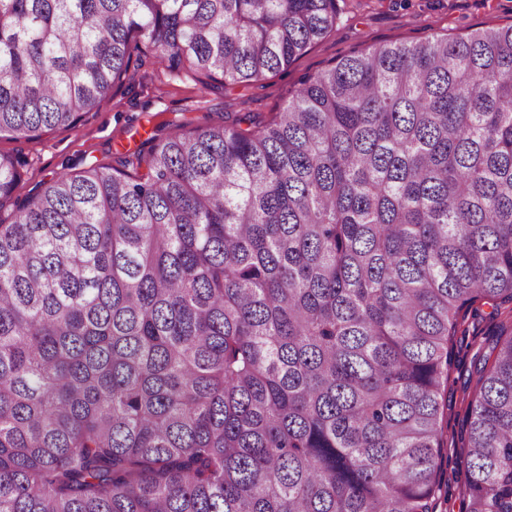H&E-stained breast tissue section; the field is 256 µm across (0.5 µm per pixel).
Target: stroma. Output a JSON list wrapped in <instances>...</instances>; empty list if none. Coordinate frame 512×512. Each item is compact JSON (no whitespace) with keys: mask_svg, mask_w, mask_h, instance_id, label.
<instances>
[{"mask_svg":"<svg viewBox=\"0 0 512 512\" xmlns=\"http://www.w3.org/2000/svg\"><path fill=\"white\" fill-rule=\"evenodd\" d=\"M510 24L512 0H341L334 28L287 70L250 83L206 90L192 80L170 76L153 53H133L128 81L84 113L75 127L46 131L34 139L0 138V153L22 164V179L11 205L0 210V220L11 222L16 206L58 174L95 164L122 168L127 154L142 141L151 136L165 138L174 124L186 120L230 124L247 115L268 122L309 76L367 47ZM492 340L491 326H476L468 320L461 323L453 339L456 362L444 391L448 428L443 454L449 461L457 459L452 440L465 430L468 394L476 377L471 359Z\"/></svg>","mask_w":512,"mask_h":512,"instance_id":"obj_1","label":"stroma"}]
</instances>
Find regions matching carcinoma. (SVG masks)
<instances>
[{"label": "carcinoma", "instance_id": "1", "mask_svg": "<svg viewBox=\"0 0 512 512\" xmlns=\"http://www.w3.org/2000/svg\"><path fill=\"white\" fill-rule=\"evenodd\" d=\"M336 2L0 0V137L75 126L145 48L260 80ZM145 144L0 221V512H434L459 318L512 314V24ZM20 180L0 154V210ZM473 364L464 512H512V329Z\"/></svg>", "mask_w": 512, "mask_h": 512}]
</instances>
